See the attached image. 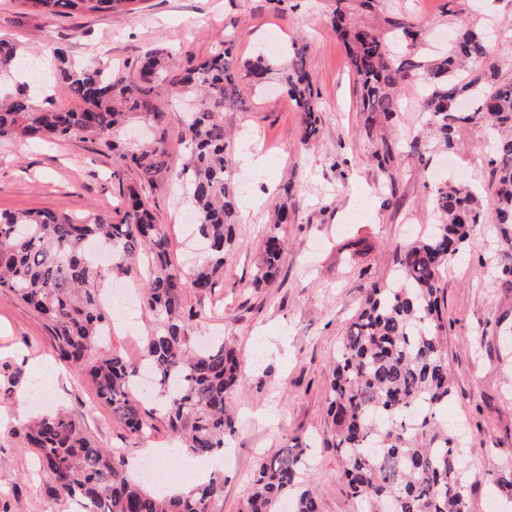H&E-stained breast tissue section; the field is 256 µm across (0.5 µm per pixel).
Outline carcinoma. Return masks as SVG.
Wrapping results in <instances>:
<instances>
[{"label":"carcinoma","mask_w":512,"mask_h":512,"mask_svg":"<svg viewBox=\"0 0 512 512\" xmlns=\"http://www.w3.org/2000/svg\"><path fill=\"white\" fill-rule=\"evenodd\" d=\"M136 0H11L19 14L75 17L87 13L130 14ZM378 0H330L329 18L348 50L349 67L357 77L359 111L365 128L388 122L398 110V92L410 77L412 63L396 61L373 30L352 21L355 8L373 11ZM395 34L416 49L421 30L404 20L387 19ZM490 43L479 31H466L452 50L427 65L423 99L432 139H416L418 159L430 146L455 152L456 131L479 120L495 134L491 151L494 207L484 213L466 184L446 181L430 197L432 224L427 232L395 249L397 279L373 285L360 312L338 347L326 383L327 431L322 448L342 466L351 496L362 512H467V445L462 433L441 417L454 395L448 375L447 337L441 314L443 272L471 243L474 227L491 224L493 244L485 264L512 278V82L480 86L465 82L462 72L485 59ZM283 69L286 92L303 114L302 144L318 131L319 103L303 56ZM175 53L151 48L139 54L136 76L99 63L75 65L62 52L54 55V92L37 103L32 86L17 77L29 67L21 45L0 35V141H65L77 135L97 139L120 160L137 170L139 186L128 188L119 222L104 213L84 218L63 210L0 214V290L13 293L49 323L58 358L93 380L98 397L132 435L149 430L141 403L130 398V385L140 369L154 383V411L167 420L173 437L189 458L205 459L224 450V436L233 431L227 399L240 376L243 357L224 339L202 346L193 341L198 310L185 309L190 287L201 296L214 291L237 224L238 185L230 162L224 111L239 99L238 83H261L272 70L261 54L239 62L223 47L197 61L184 51L187 68L171 83L172 92L190 96L184 134L169 140V109L156 88L171 72ZM138 120L152 136L132 147L120 138L124 126ZM185 161L177 179L205 243V261L191 274L170 257L169 241L155 223L149 197L169 171V157ZM377 168L391 169L388 143L373 154ZM275 222L262 246V262L252 286H267L285 253L279 225L295 216L288 188L274 208ZM106 246L113 267L127 268L145 256L148 277L141 304L153 321L143 359L137 365L118 353L100 352L111 318L101 303L97 283L102 271L87 243ZM23 447L33 450L49 479L50 498L64 496L77 512H213L223 496L224 478L211 476L169 497H159L142 478L129 474L122 453L100 447L70 413L43 414L18 430ZM307 449L286 446L261 462L254 472L244 512H320L312 488L300 481ZM490 492L512 497V462L493 464L484 472Z\"/></svg>","instance_id":"cac0c4a2"}]
</instances>
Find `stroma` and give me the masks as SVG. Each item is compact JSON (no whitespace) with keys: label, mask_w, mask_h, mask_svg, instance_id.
Returning <instances> with one entry per match:
<instances>
[{"label":"stroma","mask_w":512,"mask_h":512,"mask_svg":"<svg viewBox=\"0 0 512 512\" xmlns=\"http://www.w3.org/2000/svg\"><path fill=\"white\" fill-rule=\"evenodd\" d=\"M329 0H137L130 16L102 13L72 18L17 16L0 0V34L16 37L37 67H50L55 48L78 64L101 62L133 74L136 56L150 47H189L195 59L209 57L228 42L234 56L265 54L281 67L297 48L319 94L320 131L301 145L302 114L277 78L240 83L241 104L225 113L236 134L231 155L240 185L235 238L224 275L212 294L187 291L186 307L209 311L196 330L232 339L246 363L230 394L235 431L223 454L203 461L224 477L215 512H243L257 462L296 443L312 445L305 474L321 512H359L341 478L338 460L315 446L326 427L325 381L336 348L357 314L366 288L394 275L396 245L430 224L428 187L434 177L477 187L490 208L489 135L478 121L462 124L457 153L436 156L423 166L409 156L422 133L426 73L417 70L403 85L392 124L365 131L359 90L344 45L328 20ZM411 19L424 33L415 50L426 61L449 50L456 34L493 26L499 42L466 78L484 75L512 82V0H380L375 12H358L360 25L382 26L385 17ZM394 152L389 172L372 155L381 144ZM139 182L99 141L76 137L57 145L0 142V211L61 209L73 215L106 212L120 218L128 187ZM289 190L296 206L292 223L281 225L287 251L279 274L265 288L251 285L272 204ZM156 219L169 237L173 260L200 262L186 224L178 219L189 204L172 182L150 196ZM491 244L488 225H477L468 253L444 274L443 316L448 366L455 397L445 415L463 424L496 458L512 460V349L487 353L481 339H494L500 317L512 318V285L490 280L479 262ZM150 328L142 310L131 323L112 322V339L102 350L130 361L142 356ZM54 361L47 322L12 293L0 291V512H72L52 499L33 453L13 430L32 413V378ZM45 401L73 414L101 447L139 458L147 446L167 447L172 438L161 416H153L147 440L128 434L98 399L84 375L62 369L45 382Z\"/></svg>","instance_id":"35a3bbf8"}]
</instances>
